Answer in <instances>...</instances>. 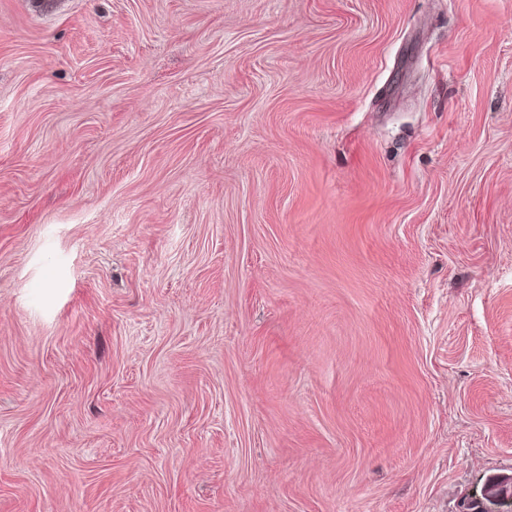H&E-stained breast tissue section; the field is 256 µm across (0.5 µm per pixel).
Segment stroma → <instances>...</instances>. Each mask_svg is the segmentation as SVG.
I'll return each mask as SVG.
<instances>
[{"instance_id": "stroma-1", "label": "stroma", "mask_w": 512, "mask_h": 512, "mask_svg": "<svg viewBox=\"0 0 512 512\" xmlns=\"http://www.w3.org/2000/svg\"><path fill=\"white\" fill-rule=\"evenodd\" d=\"M508 476L512 0H0V512Z\"/></svg>"}]
</instances>
